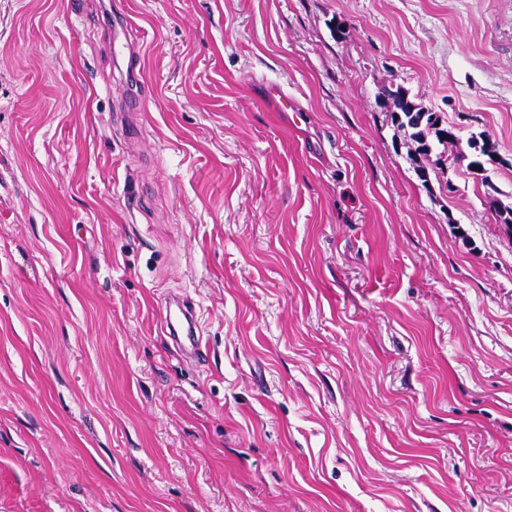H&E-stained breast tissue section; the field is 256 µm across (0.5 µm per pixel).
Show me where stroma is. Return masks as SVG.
<instances>
[{
	"mask_svg": "<svg viewBox=\"0 0 512 512\" xmlns=\"http://www.w3.org/2000/svg\"><path fill=\"white\" fill-rule=\"evenodd\" d=\"M99 2L0 0V512H512V0ZM397 87L396 90L387 88L382 95L383 100H389L394 105L396 112H390L392 122L396 123L398 127H410L414 131L412 137L417 143L416 151L426 158H430L433 153V142L436 141L439 145L445 146L448 142L456 138H448V128L439 127L438 115L434 116L433 112H420L423 108L419 107L406 96V92ZM406 99V101H405ZM398 101V102H397ZM414 110L415 112H412ZM181 305L186 311L181 312L185 324H182L179 329L176 328L173 322V315L171 309L166 308L165 310V322L167 328L170 330V334L173 335L175 340H180L179 330L181 335L187 342L189 347L190 357L194 360L200 359L205 354V346L202 343L200 331L197 327L196 320L192 314V309L186 303L182 302Z\"/></svg>",
	"mask_w": 512,
	"mask_h": 512,
	"instance_id": "1",
	"label": "stroma"
}]
</instances>
